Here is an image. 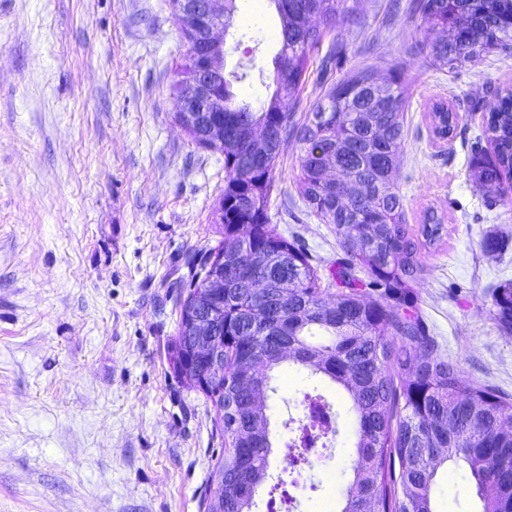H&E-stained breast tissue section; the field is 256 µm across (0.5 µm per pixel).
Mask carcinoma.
I'll return each instance as SVG.
<instances>
[{"mask_svg": "<svg viewBox=\"0 0 512 512\" xmlns=\"http://www.w3.org/2000/svg\"><path fill=\"white\" fill-rule=\"evenodd\" d=\"M280 19L281 47L272 59V89L259 107L237 98L233 84L250 72L230 71L224 95V147L200 142L224 154V193L216 211L224 229L219 245L200 259L201 272L187 284L173 345L174 367L190 387L202 391L219 410L224 447L214 449V478L222 512H253L255 493L270 474L275 441L266 401L256 402L248 387V363L259 358L267 375L284 366L326 380L349 396L354 427L352 484L341 512H434L431 493L440 467L463 463L475 481L481 512H512V483L498 472L512 470V398L489 386L466 381L459 364L437 355L424 320L409 310L411 283L422 273L419 251L440 237L431 214L420 235L406 224L396 170L403 149L406 86L395 78L385 89L383 109L351 89L373 79L359 71L325 91L301 120L294 96L305 83L311 51L323 31L308 27L314 15L326 26L349 20L348 0H269ZM435 38L422 45L433 64L458 69L512 41V0H411ZM457 115L433 108L434 133L453 137ZM266 130L256 141L249 129ZM302 144L298 185L302 200L326 224L335 226L344 257L336 261V292L325 299L321 277L305 249L279 234L269 206L279 142ZM491 149H486L483 142ZM471 167L480 186L512 180V92L499 96L471 147ZM333 165L360 185L354 196L335 195L322 183ZM251 240L241 249L239 232ZM224 262H218L219 257ZM368 280L358 277L359 270ZM262 291L252 288L254 280ZM224 283V369L211 373L203 360L189 365L192 314L218 301L212 284ZM498 321L512 329V282L496 287Z\"/></svg>", "mask_w": 512, "mask_h": 512, "instance_id": "carcinoma-1", "label": "carcinoma"}]
</instances>
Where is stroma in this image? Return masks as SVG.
<instances>
[{
    "mask_svg": "<svg viewBox=\"0 0 512 512\" xmlns=\"http://www.w3.org/2000/svg\"><path fill=\"white\" fill-rule=\"evenodd\" d=\"M312 52L296 100L370 69L408 87L397 170L407 224H442L424 247L414 310L466 380L512 397V331L493 303L512 281V188L487 205L469 145L497 94L512 90V45L456 70L415 52L429 35L409 0H350ZM225 68L279 49L267 0H236ZM260 30L253 47L246 32ZM186 50L170 0H0V512H205L218 412L175 373L182 291L192 258L215 247L224 157L177 119L172 86ZM443 102L450 141L432 132ZM297 140H286L270 217L305 245L323 283L343 252L334 225L301 199ZM499 240L497 249L486 245ZM313 384L276 372L267 394L277 443ZM352 428L300 478L296 512L343 506ZM435 512H479L474 483L445 465ZM434 133L440 138H452L456 127L457 115L444 104H437L433 108Z\"/></svg>",
    "mask_w": 512,
    "mask_h": 512,
    "instance_id": "1",
    "label": "stroma"
}]
</instances>
